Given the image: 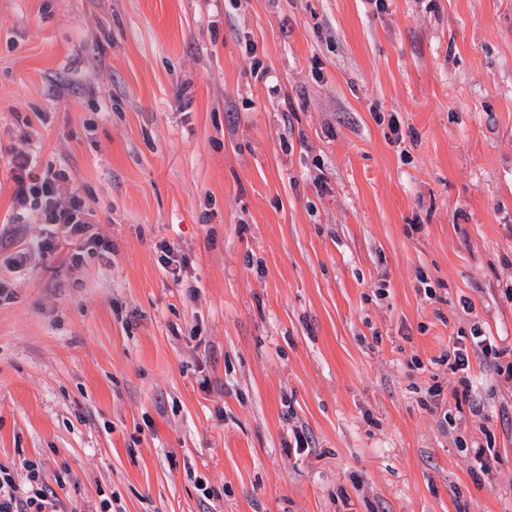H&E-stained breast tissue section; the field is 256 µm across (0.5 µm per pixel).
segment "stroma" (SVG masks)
Wrapping results in <instances>:
<instances>
[{
    "label": "stroma",
    "mask_w": 512,
    "mask_h": 512,
    "mask_svg": "<svg viewBox=\"0 0 512 512\" xmlns=\"http://www.w3.org/2000/svg\"><path fill=\"white\" fill-rule=\"evenodd\" d=\"M20 149L109 257L10 269ZM0 279L57 512H512V382L440 362L512 361V0H0ZM473 342H472V354L478 356V354L485 360L492 364L496 374L503 376L505 380H512V362L499 361L500 351L497 348L494 340L490 336H485L478 329H474ZM447 357L450 369L453 370L454 373L460 372L462 374L459 376L456 386L455 392L457 398L460 394L465 401L470 403V410L472 412H478L480 409V401H478L474 395V385L470 374L471 356L467 346L464 344L460 346L453 344L451 350L448 351V355L446 354L442 358V362H447Z\"/></svg>",
    "instance_id": "1"
}]
</instances>
